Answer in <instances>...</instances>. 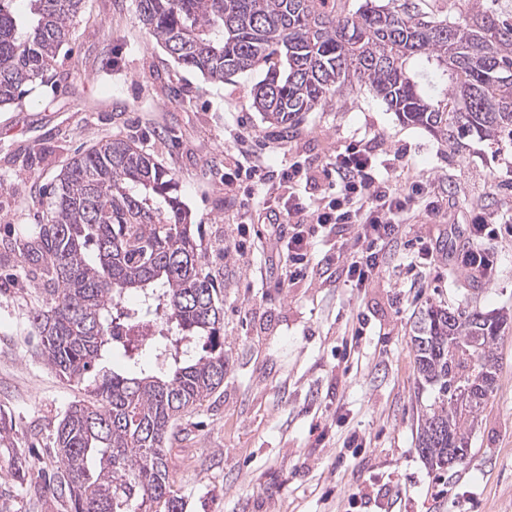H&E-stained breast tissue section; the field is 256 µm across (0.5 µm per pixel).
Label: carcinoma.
<instances>
[{"instance_id": "cac0c4a2", "label": "carcinoma", "mask_w": 512, "mask_h": 512, "mask_svg": "<svg viewBox=\"0 0 512 512\" xmlns=\"http://www.w3.org/2000/svg\"><path fill=\"white\" fill-rule=\"evenodd\" d=\"M137 0L150 35L207 79L268 66L253 105L283 136L353 83L370 86L407 122L451 152L468 136L512 142V23L488 12L439 19L421 0ZM83 0H0V107L43 82ZM423 54L446 76L435 101L408 69ZM34 233L0 245L34 268L43 305L31 316L36 351L59 376L92 378L71 403L50 454L14 456L13 484L33 504L68 512H182L168 457L178 421L224 383L223 318L206 254L186 223L177 185L154 158L108 139L72 159L48 192ZM136 293V308L125 299ZM153 325L149 341L122 344L127 367L107 366L119 330ZM504 317L476 304L428 303L411 337L419 388L420 456L434 470L471 446L497 381Z\"/></svg>"}]
</instances>
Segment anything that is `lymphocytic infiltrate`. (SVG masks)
<instances>
[{"label": "lymphocytic infiltrate", "instance_id": "obj_1", "mask_svg": "<svg viewBox=\"0 0 512 512\" xmlns=\"http://www.w3.org/2000/svg\"><path fill=\"white\" fill-rule=\"evenodd\" d=\"M403 158L398 150L384 161L373 141L350 142L323 166L328 185L313 206L304 195L313 178L300 163L283 165L273 183L259 166L246 167L238 161L225 166V190L254 203L232 225L231 249L240 257L248 256L253 223L288 224L280 249L288 257V280L293 283L305 276L315 227L336 228L340 235L331 261L345 286L365 287L378 275L384 249L401 239L407 221L435 220L442 214L443 199L431 183L413 180L401 189L392 183L391 173L405 167ZM384 166L389 176L381 175Z\"/></svg>", "mask_w": 512, "mask_h": 512}]
</instances>
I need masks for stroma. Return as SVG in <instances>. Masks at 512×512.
Segmentation results:
<instances>
[{"label":"stroma","instance_id":"obj_1","mask_svg":"<svg viewBox=\"0 0 512 512\" xmlns=\"http://www.w3.org/2000/svg\"><path fill=\"white\" fill-rule=\"evenodd\" d=\"M265 67L212 82L178 64L148 34L135 0H84L45 83L0 109V239L45 223L47 188L76 153L128 138L175 179L201 227L208 268L222 282L224 384L197 405L172 446L183 512H512V329L496 349L498 379L467 460L432 470L416 447L429 399L416 384L411 338L430 302L475 301L512 316V144L467 139L459 154L404 123L356 86L306 113L289 137L264 121L253 91ZM253 138L247 164L311 174L351 140L407 152L393 181L432 180L439 223L407 225L378 277L349 289L328 269L333 238L316 236L306 278L283 285L286 258L268 225L251 260L226 251L238 201L224 194L233 136ZM497 237L477 234L478 220ZM420 237L428 259L407 249ZM488 251L494 272L472 288L450 274L449 247ZM18 253L0 249V417L18 448H43L67 407L84 395L35 353L31 312L42 304ZM369 321L354 348L356 314ZM362 447H348L351 435Z\"/></svg>","mask_w":512,"mask_h":512}]
</instances>
